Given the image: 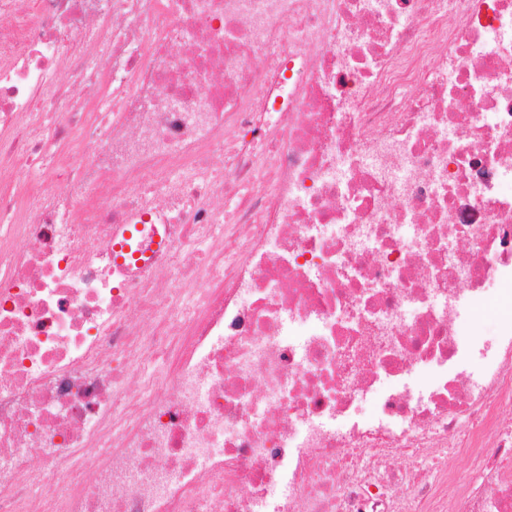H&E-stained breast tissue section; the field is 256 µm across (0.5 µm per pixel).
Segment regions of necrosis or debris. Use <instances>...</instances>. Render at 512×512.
Masks as SVG:
<instances>
[{"label": "necrosis or debris", "mask_w": 512, "mask_h": 512, "mask_svg": "<svg viewBox=\"0 0 512 512\" xmlns=\"http://www.w3.org/2000/svg\"><path fill=\"white\" fill-rule=\"evenodd\" d=\"M507 305L512 0H0V512H512Z\"/></svg>", "instance_id": "1"}]
</instances>
